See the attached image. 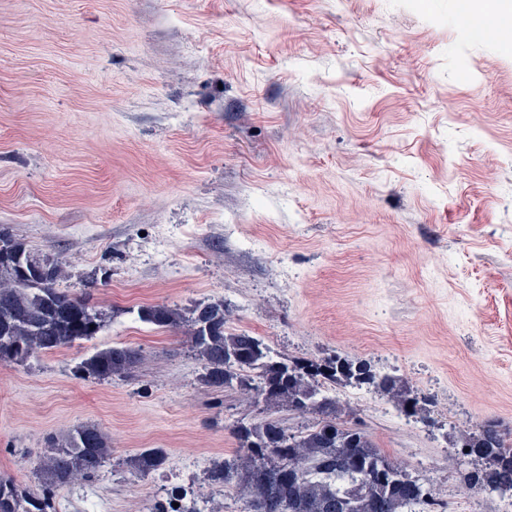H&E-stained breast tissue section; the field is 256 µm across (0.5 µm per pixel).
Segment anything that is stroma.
<instances>
[{"mask_svg": "<svg viewBox=\"0 0 512 512\" xmlns=\"http://www.w3.org/2000/svg\"><path fill=\"white\" fill-rule=\"evenodd\" d=\"M468 0H0V229L50 253L59 288L118 314L91 340L0 365V473L93 424L92 483L128 512L163 471L229 459L233 424L286 404L211 388L187 336L143 305L223 304L281 358L338 355L396 376L409 426L341 413L449 491L462 431L512 427V43ZM132 374L75 376L95 350ZM192 405L193 416L181 414Z\"/></svg>", "mask_w": 512, "mask_h": 512, "instance_id": "1", "label": "stroma"}]
</instances>
